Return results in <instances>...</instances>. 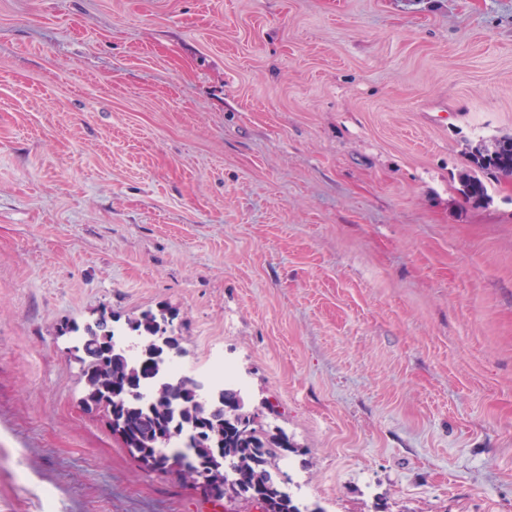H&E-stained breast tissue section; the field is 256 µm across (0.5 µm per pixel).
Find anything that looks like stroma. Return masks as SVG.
<instances>
[{"label":"stroma","instance_id":"35a3bbf8","mask_svg":"<svg viewBox=\"0 0 512 512\" xmlns=\"http://www.w3.org/2000/svg\"><path fill=\"white\" fill-rule=\"evenodd\" d=\"M512 0H0V512H193L67 325L168 308L312 512H512ZM471 173L461 180V193L466 199H478L486 194V187L477 172L493 171L512 176V147L501 152L491 151L488 145H479L471 152Z\"/></svg>","mask_w":512,"mask_h":512}]
</instances>
